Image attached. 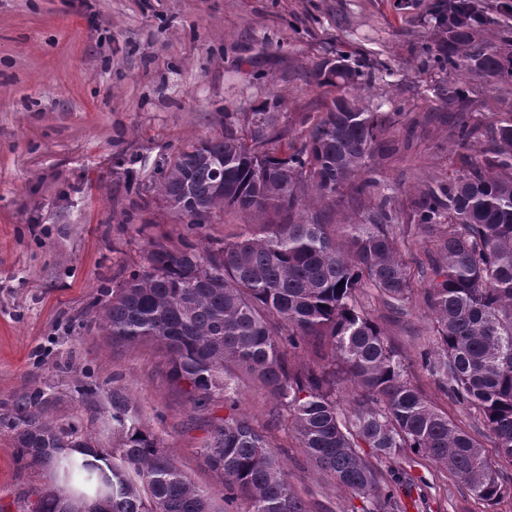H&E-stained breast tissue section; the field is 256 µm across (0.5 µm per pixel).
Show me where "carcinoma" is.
Instances as JSON below:
<instances>
[{
    "instance_id": "carcinoma-1",
    "label": "carcinoma",
    "mask_w": 512,
    "mask_h": 512,
    "mask_svg": "<svg viewBox=\"0 0 512 512\" xmlns=\"http://www.w3.org/2000/svg\"><path fill=\"white\" fill-rule=\"evenodd\" d=\"M427 62L442 71L491 78L512 96V50L490 38L487 14L448 20L437 9ZM312 71L339 94L290 139L279 113L253 112L249 137L232 128L195 141L172 157L151 185L174 217L201 227L218 212L248 222L232 238L203 244L149 242L144 263L105 297L106 335L165 351L171 377L187 384L197 408L222 401L203 446L224 478L228 499L248 512H307L267 434L238 411L235 379L252 377L288 411L300 447L336 485L366 503L363 512H404L391 475L371 459L393 462L406 451L445 466L475 499L492 501L512 487L482 446L440 412L409 378L404 358L359 302L372 288L397 311L409 302L413 275L393 233L398 211L383 194L361 223L336 239L317 203L336 199L374 158L395 154L388 112H368L349 93L364 77L336 56ZM435 97L470 110L473 90L442 84ZM489 126L488 145L470 155ZM451 136L463 166L448 183L427 187L411 219L445 224L436 253L419 273L429 278L428 306L437 353L422 364L457 402L477 409L502 456L512 460V113L459 121ZM312 347L321 363L298 370L289 354ZM353 388L342 408L338 392ZM119 446L101 448L69 422L52 419L54 400L36 387L14 398L0 428L27 466L50 469L66 483L35 490L28 512H90L105 498L110 512H213L207 493L180 469L133 415L118 391L109 396Z\"/></svg>"
}]
</instances>
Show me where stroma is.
<instances>
[{"mask_svg":"<svg viewBox=\"0 0 512 512\" xmlns=\"http://www.w3.org/2000/svg\"><path fill=\"white\" fill-rule=\"evenodd\" d=\"M435 0H0V413L23 391L51 386L54 417L109 448L107 402L122 391L142 425L224 512V480L201 451L211 416L170 382L163 351L115 343L93 315L101 288L142 263L149 239L185 234L148 187L187 143L244 128L249 113L276 106L300 130L322 111L326 89L310 69L342 51L373 72L352 88L372 112H395V134L410 147L376 177L408 210L426 184L459 169L448 135L458 108L432 89L447 74L427 66ZM409 269L434 252L445 227L395 224ZM415 278L404 314L360 297L405 358L413 383L512 475L477 413L453 401L421 368L436 348L434 319ZM93 396L83 397V388ZM239 410L268 429L309 512H361L363 503L311 463L291 418L252 379L237 380ZM394 469L407 512H512V490L473 499L446 467L410 454ZM45 471L28 469L0 429V512H20Z\"/></svg>","mask_w":512,"mask_h":512,"instance_id":"stroma-1","label":"stroma"}]
</instances>
